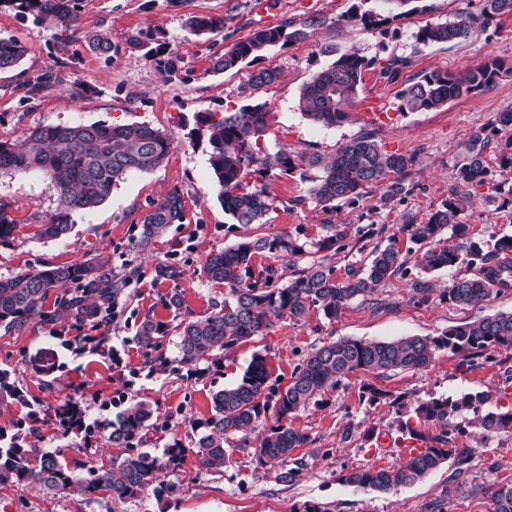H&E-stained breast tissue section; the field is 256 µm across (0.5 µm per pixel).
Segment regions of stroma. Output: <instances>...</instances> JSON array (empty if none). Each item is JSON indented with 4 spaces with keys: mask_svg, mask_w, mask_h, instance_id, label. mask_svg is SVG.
Returning <instances> with one entry per match:
<instances>
[{
    "mask_svg": "<svg viewBox=\"0 0 512 512\" xmlns=\"http://www.w3.org/2000/svg\"><path fill=\"white\" fill-rule=\"evenodd\" d=\"M77 30L37 27L31 19L7 7L0 8V36L21 42L25 56L13 71L0 73V142H14L26 132L46 125L93 122H145L170 134L173 148L154 170L128 176L96 208L72 214L71 232L60 239L38 234L58 207L57 197L45 177L37 172L0 173V205L14 231L0 246V276L62 266L93 258H110L113 269L136 266L139 275L130 297L105 334L115 355L107 357L85 342L67 316L51 325L29 323L18 331L0 327V370L20 388L24 401L0 398V430L14 432L26 421L29 405L40 408L28 441L35 448H53L59 433L53 408L68 399L82 402L88 422L115 417L126 398L149 402L163 424L152 436L156 450L172 438L189 441L191 421L211 414V396L235 383L254 353L265 355L273 375L288 381L293 368L313 348L341 338L390 340L405 336H438L449 327L475 321L492 312L512 311V288L484 305L457 306L434 302L415 305L410 299L411 280L396 276L382 283L367 300H354L337 318H324L310 310L301 321L282 320L267 335L256 337L227 353L220 366L195 375L188 370L149 373L143 349L134 339L144 316L166 323L161 347L177 354V320L164 299L180 292L183 307L194 316L208 315L214 302L223 300V285L208 282L201 273L206 255L246 236L299 233L314 241L326 235L327 225H345L351 252L336 254L337 276L362 267L367 251L355 248L356 229L363 224L384 226L386 235L399 233L404 214L416 222L447 199L453 182V164L463 143L495 115L512 109V16L493 20L466 42L425 46L416 39L420 27L445 21L458 9L480 11L482 0H415L413 11L397 14L384 0H77ZM220 16L224 29L202 37L191 35L188 14ZM371 13L378 21L365 30L349 23L351 15ZM303 31L300 40L268 48L253 67L273 68L281 77L259 90L270 114L263 138L268 153L280 148L328 157L366 127L360 115L372 102L389 112L380 125L378 139L384 149L415 155L409 182L412 192L400 202L383 203L380 190L356 204H338L327 211L309 198L308 190L320 176L319 168L303 167L292 176L272 177L268 190L274 208L262 223H231L216 199L209 149L205 138L188 135L183 124L199 112H230L248 100L244 92L248 69L211 73L212 58L248 38L255 30L284 20ZM111 37L112 50L101 55L90 44L92 35ZM165 44L181 63L166 74L150 55V47ZM358 50L371 67L364 74L349 119L335 127L312 124L298 107L299 90L312 74L327 67L337 55ZM411 62L392 82L381 79L376 63L389 57ZM502 60L510 71L489 90L472 93L433 112H403L398 93L423 71L464 72L486 61ZM252 67V68H253ZM185 201V218L144 253L132 249L142 217L170 190ZM475 236L492 240L512 234V209L475 196L461 212ZM167 261L180 265L175 282L158 278L154 267ZM43 347L54 348L63 367L52 384L25 364L26 356ZM512 369V349H500L491 359L473 361L445 351L421 370H395L383 374L355 372L340 386L327 390L318 405H308L292 418L305 431L309 444L295 449L301 469L294 482L276 479V470L257 466L248 449L228 437L229 462L223 472H198L194 454H187L173 496L145 491L138 497L113 502L100 495H50L35 485H0V512H303L319 505L328 512H490L493 487L512 483V432L483 436L476 428L456 440L470 449L468 473L458 476L444 464L423 481L401 485L387 493L365 491L341 480L348 470L396 467L402 460L403 435L389 403L368 405L363 386L384 390L410 404L430 396L458 398L487 394L484 407L508 410L512 402L500 391L504 374ZM377 440H365L367 430ZM457 493L445 496V488Z\"/></svg>",
    "mask_w": 512,
    "mask_h": 512,
    "instance_id": "stroma-1",
    "label": "stroma"
}]
</instances>
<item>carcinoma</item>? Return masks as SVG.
Returning <instances> with one entry per match:
<instances>
[{
    "instance_id": "cac0c4a2",
    "label": "carcinoma",
    "mask_w": 512,
    "mask_h": 512,
    "mask_svg": "<svg viewBox=\"0 0 512 512\" xmlns=\"http://www.w3.org/2000/svg\"><path fill=\"white\" fill-rule=\"evenodd\" d=\"M0 4L31 16L37 26L53 24L67 30L78 26L76 0H0ZM512 15V0H483L480 13L459 10L444 22L427 23L417 34L418 42L428 44L465 41L486 27L497 16ZM188 32L202 36L224 29V18L190 15L185 20ZM301 35L285 21L277 26L260 28L252 36L236 42L223 54L211 60V71L240 69L246 60H255L269 47L284 46ZM160 69L168 74L178 70L180 58L159 43L149 49ZM25 54L24 46L13 38L0 37V73L15 69ZM411 65L403 57H392L381 65L378 75L388 80ZM371 62L356 50L340 54L329 66L315 72L300 89L298 106L312 123L332 127L344 123L347 108L357 96L363 75ZM512 67L493 58L462 73L438 70L421 72L400 94V109L405 112L439 110L465 95L493 87ZM279 78L274 69L261 68L249 73V93L273 84ZM269 112L261 103L246 104L221 116L200 112L193 116L190 134L207 137L209 162L214 175L217 199L236 224H258L273 209L274 199L268 192L267 180L274 174L289 176L301 167L303 158L280 149L266 152L260 142L266 132ZM506 133L501 163L512 166V111L498 113L491 124L474 131L463 145L460 159L454 164V182L448 199L436 207L420 224L405 215L401 230L407 233L411 246L401 249L397 236L388 244L374 247L368 264L351 271L345 278L335 276L329 263L331 253L345 250L347 233L338 225H327L328 234L307 243L292 234H273L246 238L238 243L210 252L202 265L205 280L224 285V301L214 303L204 317L181 313L183 301L178 292L165 299L166 307L180 318L177 355L173 358L158 350L159 338L166 325L147 316L142 321L137 341L145 349L153 372L177 371L181 367L200 370V364H219L224 353L264 336L283 319L298 321L310 308L322 311L332 320L353 300L372 294L386 280L409 274L412 280L411 300L417 305L447 302L475 306L489 302L503 290L512 287V235L498 237L493 245L474 236L471 225L459 219V202L470 198L485 183L487 167L485 151L493 137ZM173 145V137L146 123L94 122L90 124H58L38 127L15 143L0 142V173L38 171L48 180L59 202V211L42 225L41 235L58 239L70 233L73 213L102 204L126 177L159 167ZM415 156L390 152L382 147L374 128L342 144L324 160L318 154L308 157V165L321 167L323 174L310 189L312 198L322 207H335L337 202L355 204L368 190H383L381 201L403 200L412 190L409 173ZM253 172L261 184L243 182ZM185 204L178 189L169 191L144 215L139 236L133 248L145 251L162 237L172 224L184 218ZM320 257L297 267V262L310 253ZM256 256L286 261L290 269L283 281L284 269L269 264L253 269ZM464 267L468 276L456 277L447 288L438 291L427 275L453 267ZM158 277L176 281L183 275L174 263H159ZM138 269L127 267L121 273L112 271L109 261L89 259L66 266H46L0 277V326L20 330L37 321L50 324L65 312L78 328L98 330L113 321L127 295V288L137 277ZM61 291L54 310H45L48 293ZM512 348V312H494L478 321L453 326L440 336H406L392 340H358L342 338L315 348L291 373L286 386L272 377L266 356L253 355L241 379L216 391L212 397V414L203 423H192L191 450L199 463L198 472L221 470L228 463L225 437L240 435L238 447L253 449L261 466H277V478L291 483L300 470L299 462L286 467L296 448L310 442L308 434L292 427L289 419L310 403L318 402L328 389L356 371L384 374L390 370H419L430 365L436 353L448 351L470 359L489 358L498 349ZM27 366L46 378L59 369L58 355L52 349H40L28 356ZM8 395L27 403L21 390L0 372V397ZM485 398L467 394L457 399L431 397L416 401L413 417L420 423L437 426L433 433L420 431L399 420V429L410 437H419L426 448L418 455L405 457L391 468L353 469L342 476L345 483L363 489L388 492L400 485L424 480L447 461H452L458 474L468 471L471 450L455 444L457 436L466 433L468 421L462 420L448 429V419L467 411H478ZM60 440L72 436L100 437L123 453L109 467L94 466L87 459L68 462L62 449L53 451L32 448L27 434L18 430L7 434L0 430V485L33 483L43 491L57 495H104L110 500L124 501L139 496L151 487L159 496L176 489L173 482L158 481L161 474L176 475L186 459V448L178 438L165 445L162 454L147 447V435L153 427L154 410L145 401H132L115 419L86 424L85 411L76 402L56 408ZM272 425H267L268 419ZM476 425L487 437L512 432V410L488 411L480 415ZM258 433L251 442L249 433ZM158 484H153V481ZM493 512H512V484L495 487L490 494Z\"/></svg>"
}]
</instances>
